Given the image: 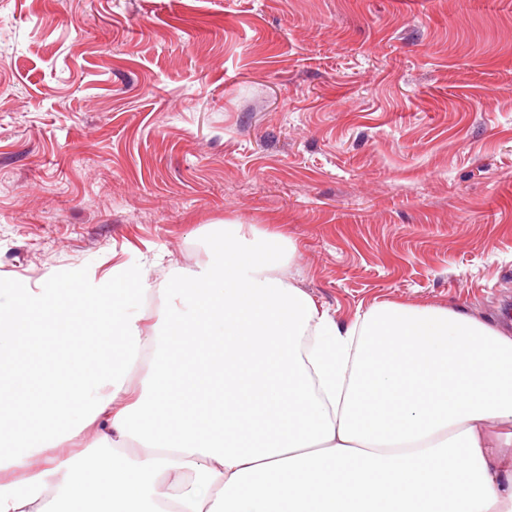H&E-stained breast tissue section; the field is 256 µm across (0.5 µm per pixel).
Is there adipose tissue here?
Masks as SVG:
<instances>
[{
  "mask_svg": "<svg viewBox=\"0 0 512 512\" xmlns=\"http://www.w3.org/2000/svg\"><path fill=\"white\" fill-rule=\"evenodd\" d=\"M295 250L227 222L160 280H0V512H512V335L393 302L340 323Z\"/></svg>",
  "mask_w": 512,
  "mask_h": 512,
  "instance_id": "obj_1",
  "label": "adipose tissue"
}]
</instances>
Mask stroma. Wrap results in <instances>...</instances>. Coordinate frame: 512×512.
<instances>
[{
    "label": "stroma",
    "instance_id": "35a3bbf8",
    "mask_svg": "<svg viewBox=\"0 0 512 512\" xmlns=\"http://www.w3.org/2000/svg\"><path fill=\"white\" fill-rule=\"evenodd\" d=\"M231 220L348 323L512 312V0H0V280L208 261Z\"/></svg>",
    "mask_w": 512,
    "mask_h": 512
}]
</instances>
